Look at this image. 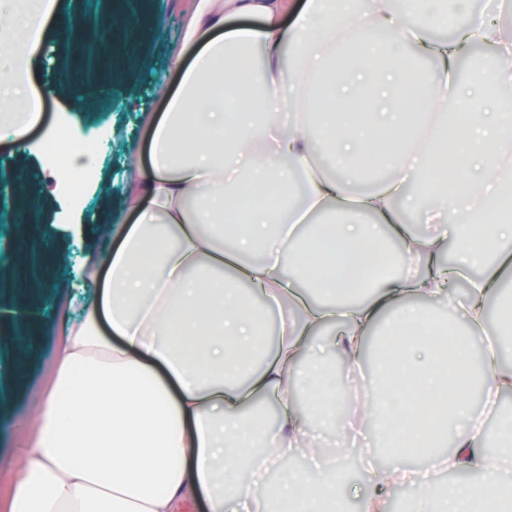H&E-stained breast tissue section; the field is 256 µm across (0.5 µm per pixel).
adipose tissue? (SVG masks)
Instances as JSON below:
<instances>
[{"label":"adipose tissue","mask_w":512,"mask_h":512,"mask_svg":"<svg viewBox=\"0 0 512 512\" xmlns=\"http://www.w3.org/2000/svg\"><path fill=\"white\" fill-rule=\"evenodd\" d=\"M22 16L0 15L19 52L0 68V130L25 147L32 125L29 72L47 15L42 0H26ZM507 0H196L183 31L190 58L175 57L178 85L152 123L148 158L130 155L127 173L137 192L134 224L114 251L86 275L90 299L69 323L55 385L38 404L37 435L20 451L10 512H178L202 500L207 512H251V489L238 483L250 464L261 472L299 447L304 397L320 419L346 430L349 411L335 407L323 375L302 371L307 335L329 321L343 327L328 337L350 366L360 365L383 311L388 361L378 368L370 406L399 463L372 471L373 495L362 512H384L387 492L406 477L403 459L425 456L443 466L480 474L486 491L451 484L442 498L431 483L418 486L409 512H512L498 493L512 481V446L479 424L470 400L480 387L487 403L512 392V370L499 364V344L484 350L475 373L472 331L481 329L485 303L504 283L493 249L512 242V221L500 215L507 196L500 173L512 166V32L495 21ZM293 25H286L288 14ZM230 17L255 18L259 27L225 30ZM450 25L457 39L434 41L428 31ZM493 47L496 64L476 82L462 79L461 45ZM352 48L359 63L337 71L336 57ZM435 69L418 103L403 99L405 66L414 56ZM330 77L327 111L309 84ZM238 109L224 110L225 88ZM496 101L493 122L474 111L475 98ZM466 114L459 141L473 155L448 163V114ZM337 137H314L308 115ZM389 169L371 192L355 195L353 165ZM304 176L302 201H289L292 172ZM434 197L418 236L395 209L408 184ZM393 225L400 250L412 257L399 276L385 278L369 297L349 300L378 259L376 247ZM457 244L453 265L441 257ZM261 250L242 263L240 252ZM462 306L470 331L440 348L436 329L421 327L409 296L435 298L470 268ZM315 281L322 302L306 299ZM257 287L282 311L278 339L249 383L240 377L263 348L261 323L237 284ZM273 392L284 408L275 435L242 409L254 395ZM291 470L273 492L267 512H336L342 461Z\"/></svg>","instance_id":"ef3b65f1"}]
</instances>
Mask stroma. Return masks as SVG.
<instances>
[{
	"instance_id": "stroma-1",
	"label": "stroma",
	"mask_w": 512,
	"mask_h": 512,
	"mask_svg": "<svg viewBox=\"0 0 512 512\" xmlns=\"http://www.w3.org/2000/svg\"><path fill=\"white\" fill-rule=\"evenodd\" d=\"M193 6L194 0H142L134 39L147 64L111 86L107 78L114 54L98 43H91L83 63H68V44L60 35L71 13L70 0H57L31 73L41 118L30 137L39 141L47 125L67 128L71 85L102 86L82 115L83 123L96 132L81 159L86 178L79 192L52 181L46 152L20 154L14 144L0 140V224L23 228L11 240L0 239V262L15 272L12 278L0 277V289L17 295L14 303L0 302V322L15 324L35 348L25 360L0 349V383L15 387L8 405L0 407V458L11 463L10 468L0 467V512H8L12 465L33 434L37 401L54 379L68 320L80 311L85 295L76 278L68 288L57 289L58 265L66 263L76 274L86 256L116 247L113 227L133 223L134 193L123 176V163L129 153L147 150L150 134L144 117L165 112L163 92L177 86L170 60L183 50V26ZM305 438L323 448L346 449V442H354L345 458L343 498L347 512H358L362 499L374 489L359 456L368 442L378 441L377 428L346 438L333 425L312 418Z\"/></svg>"
}]
</instances>
